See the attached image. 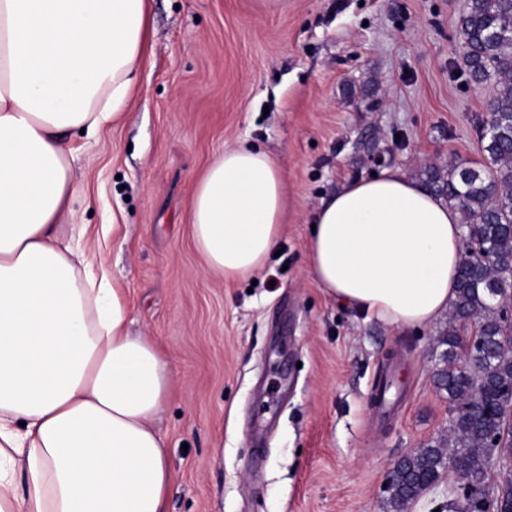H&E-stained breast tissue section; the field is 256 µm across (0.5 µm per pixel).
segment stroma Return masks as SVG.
<instances>
[{
    "mask_svg": "<svg viewBox=\"0 0 512 512\" xmlns=\"http://www.w3.org/2000/svg\"><path fill=\"white\" fill-rule=\"evenodd\" d=\"M465 0H149L154 54L128 107L75 136L69 224L125 288L130 330L173 368L157 421L168 512H389L402 457L455 414L432 384L447 320L402 330L331 299L311 278L313 210L370 176L372 155L418 177L477 161L494 83L467 81ZM240 143L288 180L277 256L255 280L210 270L190 199Z\"/></svg>",
    "mask_w": 512,
    "mask_h": 512,
    "instance_id": "stroma-1",
    "label": "stroma"
}]
</instances>
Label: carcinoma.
Here are the masks:
<instances>
[{
    "label": "carcinoma",
    "instance_id": "1",
    "mask_svg": "<svg viewBox=\"0 0 512 512\" xmlns=\"http://www.w3.org/2000/svg\"><path fill=\"white\" fill-rule=\"evenodd\" d=\"M462 70L467 79L499 86L488 103L490 129H481L483 160H459L447 169L426 167L423 183L462 215L463 257L457 271L444 347L433 375L456 414L451 438L403 457L392 472L388 504L404 512L419 496V482L439 481L455 464L459 483L450 512H512V485L480 502L494 448L512 449V321L502 302L506 262L512 259V0H466L460 21ZM473 323L474 340L461 335Z\"/></svg>",
    "mask_w": 512,
    "mask_h": 512
}]
</instances>
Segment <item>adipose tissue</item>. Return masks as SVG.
I'll return each instance as SVG.
<instances>
[{"instance_id":"adipose-tissue-1","label":"adipose tissue","mask_w":512,"mask_h":512,"mask_svg":"<svg viewBox=\"0 0 512 512\" xmlns=\"http://www.w3.org/2000/svg\"><path fill=\"white\" fill-rule=\"evenodd\" d=\"M151 55L148 0H0V512H167L171 363L61 224L67 142L119 116ZM287 192L267 152L225 148L190 207L209 268L261 271ZM311 223L309 272L344 306L415 329L452 304L460 214L401 170L348 183Z\"/></svg>"}]
</instances>
